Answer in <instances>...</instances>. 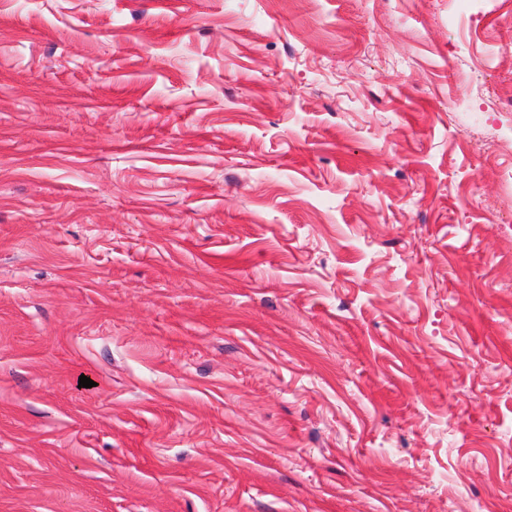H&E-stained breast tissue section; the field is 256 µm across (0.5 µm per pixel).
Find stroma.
Here are the masks:
<instances>
[{
	"instance_id": "35a3bbf8",
	"label": "stroma",
	"mask_w": 512,
	"mask_h": 512,
	"mask_svg": "<svg viewBox=\"0 0 512 512\" xmlns=\"http://www.w3.org/2000/svg\"><path fill=\"white\" fill-rule=\"evenodd\" d=\"M0 512H512V0H0Z\"/></svg>"
}]
</instances>
